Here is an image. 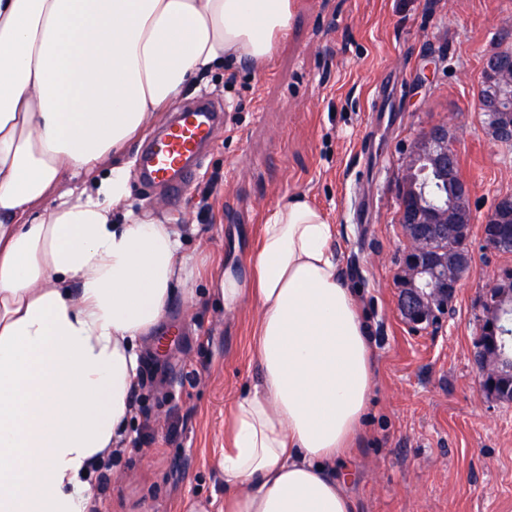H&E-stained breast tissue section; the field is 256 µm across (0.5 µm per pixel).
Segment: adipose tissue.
I'll return each instance as SVG.
<instances>
[{
	"instance_id": "1",
	"label": "adipose tissue",
	"mask_w": 512,
	"mask_h": 512,
	"mask_svg": "<svg viewBox=\"0 0 512 512\" xmlns=\"http://www.w3.org/2000/svg\"><path fill=\"white\" fill-rule=\"evenodd\" d=\"M292 19V0H0V512H87L145 344L175 293L194 302V225L128 208L115 155L193 81L263 66ZM336 236L294 196L218 279L226 313L253 304L258 375L224 419L223 507L188 512H356L375 360Z\"/></svg>"
}]
</instances>
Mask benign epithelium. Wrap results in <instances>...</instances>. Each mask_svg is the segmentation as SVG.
<instances>
[{
  "label": "benign epithelium",
  "instance_id": "1",
  "mask_svg": "<svg viewBox=\"0 0 512 512\" xmlns=\"http://www.w3.org/2000/svg\"><path fill=\"white\" fill-rule=\"evenodd\" d=\"M482 110L490 115L497 128L499 137L512 138V125L504 121L503 113L512 112V57L488 56L482 76ZM427 156L433 165L448 175V185L452 188V202L445 214L426 215L421 209H407L400 205L399 223L403 231L406 246L403 257V274L399 277L400 292L398 308L402 318L413 328H425L448 313L466 270L470 265V256L458 255L444 261L417 246L424 239L448 235V225L464 221L472 227L474 218L469 208L472 193L470 184L456 178L449 162L453 150L450 145L448 128L444 125L430 127L423 136L411 146L410 163L404 176L414 175L418 156ZM512 209V196L500 197L495 207L486 216L481 225L485 241L493 246L501 240L502 226L498 225L500 213ZM512 317V304L502 301L498 319L487 320L482 325L483 335L476 342V354L479 362L477 369L479 383L483 392L502 399L508 394V387L501 382L500 366L508 357L505 344L487 343L484 335L499 333L501 324Z\"/></svg>",
  "mask_w": 512,
  "mask_h": 512
}]
</instances>
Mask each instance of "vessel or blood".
<instances>
[{
    "mask_svg": "<svg viewBox=\"0 0 512 512\" xmlns=\"http://www.w3.org/2000/svg\"><path fill=\"white\" fill-rule=\"evenodd\" d=\"M219 122L218 112L205 100L179 112L142 151L139 178L179 201L194 180L201 154L212 144Z\"/></svg>",
    "mask_w": 512,
    "mask_h": 512,
    "instance_id": "1",
    "label": "vessel or blood"
}]
</instances>
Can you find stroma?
I'll list each match as a JSON object with an SVG mask.
<instances>
[{"mask_svg": "<svg viewBox=\"0 0 512 512\" xmlns=\"http://www.w3.org/2000/svg\"><path fill=\"white\" fill-rule=\"evenodd\" d=\"M512 46V0H294L287 37L262 70L235 66L189 88L224 109L172 223L191 220L196 305L174 299L164 349L142 364L127 441L110 463L106 512H183L223 497L224 415L256 376L253 312L225 314L210 276L267 212L303 194L336 224L343 283L357 292L376 359L350 491L358 512H512V401L483 393L473 361L484 292L512 270L481 224L512 194V145L487 132L479 94L487 55ZM446 125L472 187L470 269L442 321L417 330L397 309L405 242L401 176L412 143Z\"/></svg>", "mask_w": 512, "mask_h": 512, "instance_id": "35a3bbf8", "label": "stroma"}]
</instances>
